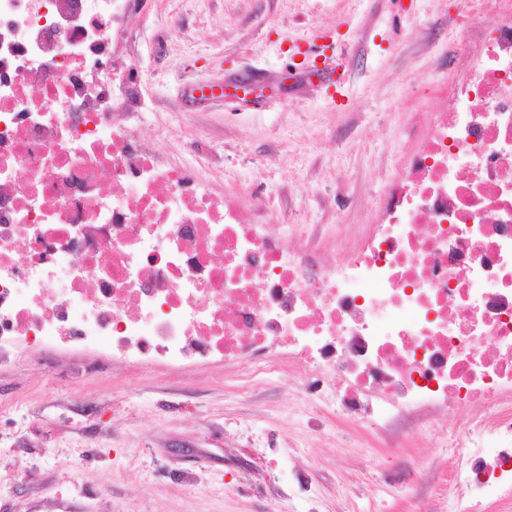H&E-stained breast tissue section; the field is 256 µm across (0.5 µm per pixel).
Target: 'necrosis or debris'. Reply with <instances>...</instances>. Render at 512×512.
<instances>
[{"label": "necrosis or debris", "instance_id": "1", "mask_svg": "<svg viewBox=\"0 0 512 512\" xmlns=\"http://www.w3.org/2000/svg\"><path fill=\"white\" fill-rule=\"evenodd\" d=\"M132 0H0V365L17 346L119 363L313 366L324 405L449 427L448 512L512 496V17L336 263L147 150L120 52ZM483 412L469 415L473 404Z\"/></svg>", "mask_w": 512, "mask_h": 512}]
</instances>
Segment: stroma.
Returning a JSON list of instances; mask_svg holds the SVG:
<instances>
[{
    "label": "stroma",
    "instance_id": "obj_1",
    "mask_svg": "<svg viewBox=\"0 0 512 512\" xmlns=\"http://www.w3.org/2000/svg\"><path fill=\"white\" fill-rule=\"evenodd\" d=\"M503 0H135L125 53L148 109L128 125L266 221L345 225L356 246ZM344 64L338 103L292 56ZM249 87L202 99L204 87ZM309 365L116 364L25 347L0 365V512H447L448 443L325 411ZM23 466L27 478L12 475Z\"/></svg>",
    "mask_w": 512,
    "mask_h": 512
}]
</instances>
